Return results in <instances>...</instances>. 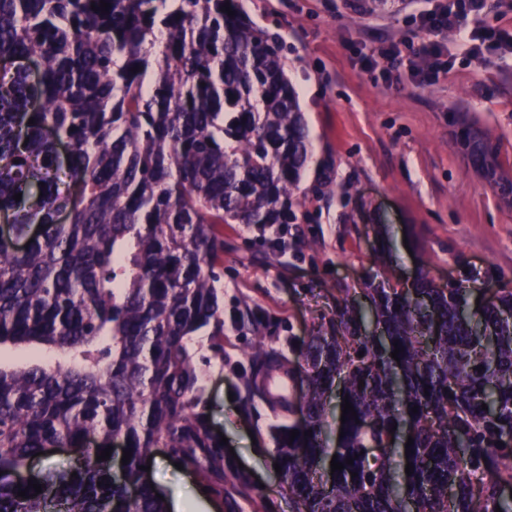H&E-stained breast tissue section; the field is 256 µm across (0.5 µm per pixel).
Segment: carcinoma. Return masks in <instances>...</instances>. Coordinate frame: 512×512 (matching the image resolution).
<instances>
[{"label": "carcinoma", "instance_id": "1", "mask_svg": "<svg viewBox=\"0 0 512 512\" xmlns=\"http://www.w3.org/2000/svg\"><path fill=\"white\" fill-rule=\"evenodd\" d=\"M105 2L0 0V347L32 348L0 362V512H168L139 469L157 448L224 500L194 363L200 336L224 356L220 228L288 223L311 157L243 0ZM463 145L492 171L479 132ZM371 292L382 335L339 299L303 349L259 344L238 370L275 418L291 512H512V288ZM115 439L120 480L96 459ZM48 448L83 456L37 494L23 473Z\"/></svg>", "mask_w": 512, "mask_h": 512}]
</instances>
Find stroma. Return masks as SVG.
<instances>
[{
  "label": "stroma",
  "mask_w": 512,
  "mask_h": 512,
  "mask_svg": "<svg viewBox=\"0 0 512 512\" xmlns=\"http://www.w3.org/2000/svg\"><path fill=\"white\" fill-rule=\"evenodd\" d=\"M425 0H244L249 17L285 44L286 76L312 140L291 198L285 254L272 226L227 224L224 236V356L195 357L205 373L210 421L261 489L223 503L198 502L193 475L162 451L149 479L188 512H290L272 455L274 419L259 404L243 418L236 369L252 347H300L336 317V301L371 312L368 291L401 288L419 274L512 288V193L491 188L461 145L479 128L499 175L512 181V56L475 54L445 34L450 67L435 84H389L363 55L395 44L401 59L423 41L413 15Z\"/></svg>",
  "instance_id": "stroma-1"
}]
</instances>
